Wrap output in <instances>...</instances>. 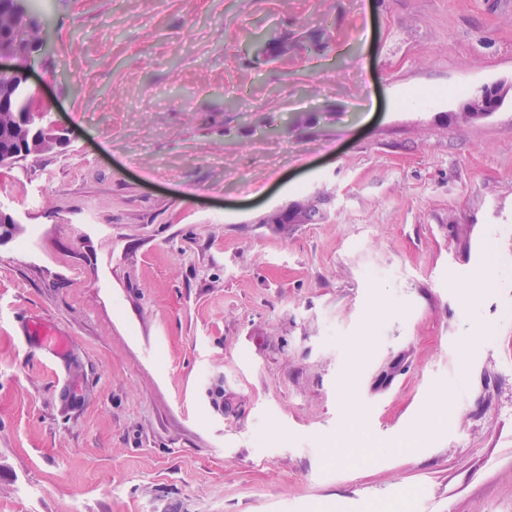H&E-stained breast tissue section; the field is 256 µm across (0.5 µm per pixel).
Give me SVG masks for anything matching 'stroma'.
<instances>
[{"mask_svg":"<svg viewBox=\"0 0 512 512\" xmlns=\"http://www.w3.org/2000/svg\"><path fill=\"white\" fill-rule=\"evenodd\" d=\"M44 11L70 135L0 169V512H512V282L468 290L512 265V95L463 115L512 82V0ZM284 30L329 48L256 62ZM486 90L489 95L485 94ZM480 91V96L469 103V107L473 111L470 113L475 116H488L496 112L508 93V89L503 84L484 85ZM27 332L30 336H38L41 342L51 346L56 351L67 348L66 342L59 336V333L39 319L27 323Z\"/></svg>","mask_w":512,"mask_h":512,"instance_id":"35a3bbf8","label":"stroma"}]
</instances>
